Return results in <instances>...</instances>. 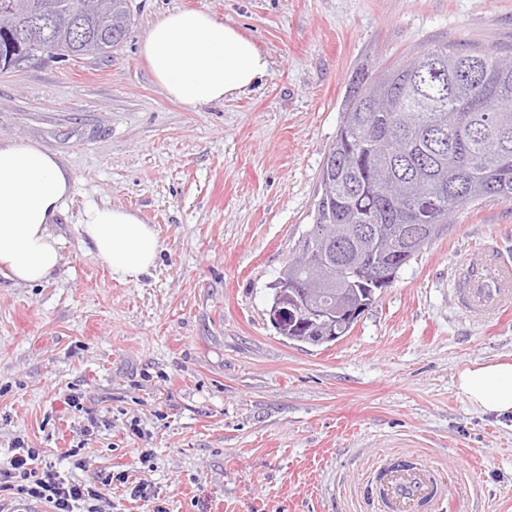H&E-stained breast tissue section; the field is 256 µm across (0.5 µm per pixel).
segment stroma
<instances>
[{
  "label": "stroma",
  "instance_id": "stroma-1",
  "mask_svg": "<svg viewBox=\"0 0 512 512\" xmlns=\"http://www.w3.org/2000/svg\"><path fill=\"white\" fill-rule=\"evenodd\" d=\"M128 5L111 55L0 71V140L45 147L73 180L51 226L58 272L34 286L0 272V461L23 438L101 485L104 512H376L367 477L404 453L440 469L438 512H512V415L457 388L471 364L512 358V312L473 318L455 301L474 248L512 258V202L455 211L336 342L288 341L267 315L352 76L444 42L512 56V0ZM177 8L234 24L269 55V76L193 110L169 100L139 49ZM92 204L156 229L162 251L139 283L113 279L81 236ZM74 447L84 467L66 458Z\"/></svg>",
  "mask_w": 512,
  "mask_h": 512
}]
</instances>
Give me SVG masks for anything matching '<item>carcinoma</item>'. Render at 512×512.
Listing matches in <instances>:
<instances>
[{"instance_id": "obj_1", "label": "carcinoma", "mask_w": 512, "mask_h": 512, "mask_svg": "<svg viewBox=\"0 0 512 512\" xmlns=\"http://www.w3.org/2000/svg\"><path fill=\"white\" fill-rule=\"evenodd\" d=\"M128 0L101 16L96 0H0V60L46 48L67 57L109 54L126 37ZM495 197L512 202V58L464 53L441 43L373 77L347 97L323 164L312 228L279 271L272 296L302 293L335 313L276 327L317 346L350 333L357 319L336 308L347 292L368 310L424 247L448 230L456 209Z\"/></svg>"}]
</instances>
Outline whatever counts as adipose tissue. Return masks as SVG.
I'll use <instances>...</instances> for the list:
<instances>
[{
  "instance_id": "adipose-tissue-1",
  "label": "adipose tissue",
  "mask_w": 512,
  "mask_h": 512,
  "mask_svg": "<svg viewBox=\"0 0 512 512\" xmlns=\"http://www.w3.org/2000/svg\"><path fill=\"white\" fill-rule=\"evenodd\" d=\"M140 53L166 95L189 109L244 93L271 68L268 55L237 27L202 9H177L155 20ZM72 186L50 150L0 143V268L15 281L38 283L61 267L60 240L50 226ZM78 226L113 278L123 282H139L162 249L154 227L121 206H88ZM457 387L481 411L512 414V360L474 363L460 373Z\"/></svg>"
}]
</instances>
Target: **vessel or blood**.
Listing matches in <instances>:
<instances>
[{"label":"vessel or blood","mask_w":512,"mask_h":512,"mask_svg":"<svg viewBox=\"0 0 512 512\" xmlns=\"http://www.w3.org/2000/svg\"><path fill=\"white\" fill-rule=\"evenodd\" d=\"M458 304L466 313L486 317L512 306V264L494 251L471 253L457 269ZM368 485L381 512H428L442 493L435 464L405 456L403 463L379 465L368 476Z\"/></svg>","instance_id":"b4317fda"}]
</instances>
